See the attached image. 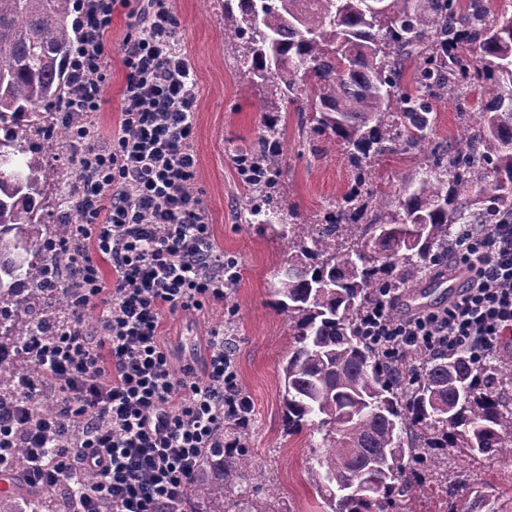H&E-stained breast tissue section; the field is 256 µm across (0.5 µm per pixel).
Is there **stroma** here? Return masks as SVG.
Listing matches in <instances>:
<instances>
[{
	"label": "stroma",
	"mask_w": 512,
	"mask_h": 512,
	"mask_svg": "<svg viewBox=\"0 0 512 512\" xmlns=\"http://www.w3.org/2000/svg\"><path fill=\"white\" fill-rule=\"evenodd\" d=\"M181 51L190 60L198 88L194 149L198 170L193 188L201 197L215 241L240 271L224 304L193 313L166 316L163 342L193 347L215 328H223L234 350L241 385L252 408L244 479L228 492L225 508L246 499L259 512H331L314 491L308 466L315 449L309 432L288 435L284 428L278 365L286 358L291 337L286 314L276 305L273 283L284 263L275 233L245 223L246 191L238 176V160L253 150L277 116L285 118L282 178L288 186L286 207L314 221L345 193L352 172L340 142L317 137L313 148L299 144L300 116L283 110L281 102L247 88L238 61L224 53V0H168ZM131 31L126 9L112 16L108 35L112 74L105 103L93 119L99 142H106L118 121L125 80L122 47ZM425 154L386 153L371 161L372 180L379 190L401 193L420 170ZM276 498H268L269 488Z\"/></svg>",
	"instance_id": "obj_1"
}]
</instances>
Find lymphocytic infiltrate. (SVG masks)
<instances>
[{"label": "lymphocytic infiltrate", "mask_w": 512, "mask_h": 512, "mask_svg": "<svg viewBox=\"0 0 512 512\" xmlns=\"http://www.w3.org/2000/svg\"><path fill=\"white\" fill-rule=\"evenodd\" d=\"M128 0H80L79 40L69 62L72 107L100 111L111 73L106 37ZM123 45L126 68L116 130L83 147L82 231L62 290L73 328L33 337L39 365L23 399L0 406V471L19 468L36 487L91 484L80 512H180L207 448L237 447L228 428L251 425L236 360L216 328L202 364L161 340L165 314L223 303L238 264L212 238L192 192L198 90L165 0H141ZM452 261L467 280L448 306L391 317L375 306L363 331L393 354L469 346L495 354L512 335V223L485 224ZM97 309L94 332L82 323ZM52 386L61 410L33 414L28 396ZM24 449L23 457L12 454Z\"/></svg>", "instance_id": "f902f5d3"}]
</instances>
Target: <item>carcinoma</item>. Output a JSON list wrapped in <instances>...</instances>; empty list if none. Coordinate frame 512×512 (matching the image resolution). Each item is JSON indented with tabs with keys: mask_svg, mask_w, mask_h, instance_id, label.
<instances>
[{
	"mask_svg": "<svg viewBox=\"0 0 512 512\" xmlns=\"http://www.w3.org/2000/svg\"><path fill=\"white\" fill-rule=\"evenodd\" d=\"M224 0V53L242 61L246 85L297 106L302 141L326 133L346 150L352 182L323 222L278 232L287 258L273 285L293 341L279 363L288 434L312 426L321 441L310 477L331 512H418L429 484L448 512H512V493L448 470L457 450L512 462V345L477 359L469 349L424 350L403 373L361 333L387 288L401 299L452 279L448 252L466 224L512 221V14L484 0ZM74 0H0V405L39 366L37 331L70 329L55 270L70 262L71 224L42 228L77 203L49 190L52 147L69 144L67 58L79 32ZM413 64V90L401 91ZM466 117L452 141L430 143L437 104ZM248 178L249 223L283 220V142L276 124ZM431 145L425 167L396 198L370 182L371 159ZM237 458L207 448L212 477H197L194 512H224L243 477ZM78 512L79 495L52 487L0 496V512Z\"/></svg>",
	"mask_w": 512,
	"mask_h": 512,
	"instance_id": "cac0c4a2",
	"label": "carcinoma"
}]
</instances>
